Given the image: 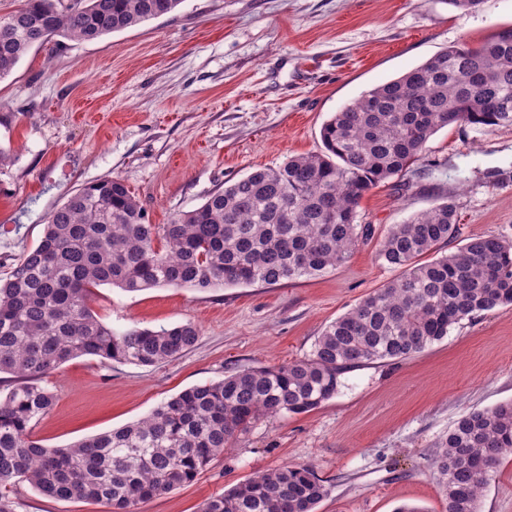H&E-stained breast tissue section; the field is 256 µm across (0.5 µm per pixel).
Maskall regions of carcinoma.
Returning a JSON list of instances; mask_svg holds the SVG:
<instances>
[{
    "label": "carcinoma",
    "instance_id": "obj_1",
    "mask_svg": "<svg viewBox=\"0 0 512 512\" xmlns=\"http://www.w3.org/2000/svg\"><path fill=\"white\" fill-rule=\"evenodd\" d=\"M183 0H23L0 17V79L56 36L91 41L170 14ZM512 126V29L476 45H451L345 106L321 127L323 150L259 167L200 206L151 224L118 177L78 189L52 210L43 235L0 279V512L26 482L60 501L110 512L190 482L262 418L303 414L335 396L339 377L406 359L464 320L512 306V241L459 235L452 199L394 224L378 258L398 276L328 324L301 360L235 371L186 389L144 418L66 446L33 428L54 405L39 381L80 356L143 367L167 362L200 336L191 322L122 333L90 306L93 290L277 285L346 262L372 235L360 202L416 162L451 126ZM430 259H424V256ZM512 454V401L463 415L435 451L445 512H478L493 469ZM329 488L310 466L285 464L206 500L200 512H316Z\"/></svg>",
    "mask_w": 512,
    "mask_h": 512
}]
</instances>
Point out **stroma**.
Returning a JSON list of instances; mask_svg holds the SVG:
<instances>
[{
    "label": "stroma",
    "mask_w": 512,
    "mask_h": 512,
    "mask_svg": "<svg viewBox=\"0 0 512 512\" xmlns=\"http://www.w3.org/2000/svg\"><path fill=\"white\" fill-rule=\"evenodd\" d=\"M512 28V0H182L175 12L94 41L33 47L0 80V277L40 240L46 217L82 186L117 177L151 223L200 206L256 168L322 148L320 129L363 93L454 44ZM460 236L512 239V127L451 126L404 177L368 192L373 233L342 265L279 285H103L91 308L113 331L190 322L194 347L155 367L81 356L41 379L55 396L33 428L60 446L149 414L229 372L310 355L324 327L397 275L378 257L386 229L446 200ZM512 400V307L462 321L409 358L344 373L304 414L256 422L195 480L138 512H199L256 473L312 466L329 486L316 512H444L433 455L464 414ZM14 512H109L15 485ZM479 512H512V456Z\"/></svg>",
    "instance_id": "1"
}]
</instances>
